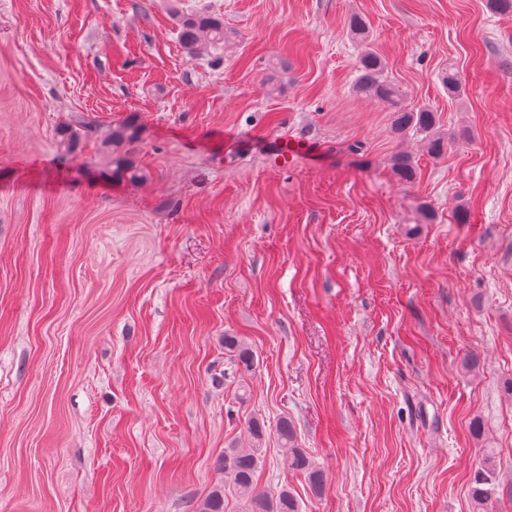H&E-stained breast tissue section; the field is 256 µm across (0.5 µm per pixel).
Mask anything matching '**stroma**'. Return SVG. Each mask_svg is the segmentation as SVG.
Instances as JSON below:
<instances>
[{
  "label": "stroma",
  "instance_id": "35a3bbf8",
  "mask_svg": "<svg viewBox=\"0 0 512 512\" xmlns=\"http://www.w3.org/2000/svg\"><path fill=\"white\" fill-rule=\"evenodd\" d=\"M179 6L223 19L221 62L184 52L168 0H0V512H195L252 418L322 471L317 495L267 439L258 487L301 512H472L489 448L512 512V13ZM368 48L442 156L354 93ZM129 119L135 182L104 147ZM392 169L400 182H414L419 174V169L413 158L403 152L392 156Z\"/></svg>",
  "mask_w": 512,
  "mask_h": 512
}]
</instances>
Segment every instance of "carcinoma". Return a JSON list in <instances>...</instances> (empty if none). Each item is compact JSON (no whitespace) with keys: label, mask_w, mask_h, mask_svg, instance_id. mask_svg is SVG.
<instances>
[{"label":"carcinoma","mask_w":512,"mask_h":512,"mask_svg":"<svg viewBox=\"0 0 512 512\" xmlns=\"http://www.w3.org/2000/svg\"><path fill=\"white\" fill-rule=\"evenodd\" d=\"M179 41L185 53L191 57L220 52L229 35L224 33V21L204 12L178 16ZM348 30L357 40L367 39V25L362 16L354 14L349 18ZM354 92L381 101L391 112L392 125L396 133L414 130L423 135L427 152L432 156L443 154L447 138L440 132L435 113L426 108L412 110L405 104V92L385 74L384 60L373 50L364 53L359 61L358 77ZM138 138V127L124 123L112 128L105 141L111 149L112 169L117 174H128L129 179L140 178L139 171L127 157L117 151L123 144ZM392 169L398 180L411 183L418 177L419 169L413 158L398 152L392 156ZM224 345L238 350L235 368L241 373L253 370L255 360L252 352L239 347L234 336L224 337ZM251 437L249 448H227L216 461L219 478L208 494L202 499L196 512H226L229 500H234L235 512H299V503L294 494L284 485L274 492L257 488V473L260 451L268 433L265 425L257 419L248 422ZM277 439L285 450L288 469L304 476L311 489L322 492L323 475L314 465L307 451L297 442L295 429L286 419L277 426ZM498 484L493 467V456L487 454L484 464L474 475L471 487L472 512H487L488 503L497 494Z\"/></svg>","instance_id":"carcinoma-1"}]
</instances>
